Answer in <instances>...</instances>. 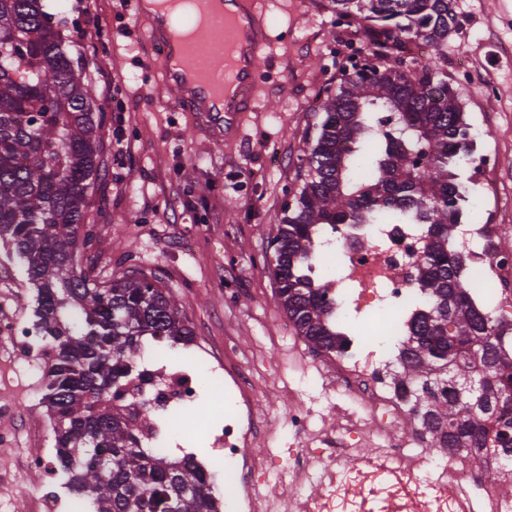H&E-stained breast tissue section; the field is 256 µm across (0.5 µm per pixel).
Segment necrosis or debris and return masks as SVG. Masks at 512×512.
<instances>
[{
	"mask_svg": "<svg viewBox=\"0 0 512 512\" xmlns=\"http://www.w3.org/2000/svg\"><path fill=\"white\" fill-rule=\"evenodd\" d=\"M317 240L321 250L335 249L339 258L335 268L316 264L310 272L327 288L336 321L386 317L395 332H404L411 307L425 305L416 262L427 245L424 225L369 224L356 235L347 226L323 224ZM454 244L486 265L496 283L490 291L492 309L498 318L512 322V233L500 234L493 224H461ZM149 343L155 353L140 366L149 372L150 381L127 388L117 406L193 403L200 391L195 373L173 370L171 363L159 358L166 339L153 337ZM237 357L236 343L225 340L224 383L232 415L222 427L208 426L207 434L213 449L236 464L239 493L225 500L224 512H254L264 486L296 480L315 464L334 459L336 450L334 440L326 436L319 447L298 448V441L310 432L315 412L291 389L288 426L295 444L286 450L288 466L276 469L267 459L243 455V444L253 432L268 429L269 422L251 380L234 368ZM324 375L326 392L350 396L364 412L363 417L349 419L345 437L357 442L371 439L379 453L357 468L325 470L315 489L300 488L289 497V512H372L376 500L384 512H512L511 479L489 485L471 468L449 469L445 458L421 455L420 430L403 433L395 428L408 409V384L390 372L377 343L357 334L347 337L342 349L329 353Z\"/></svg>",
	"mask_w": 512,
	"mask_h": 512,
	"instance_id": "necrosis-or-debris-1",
	"label": "necrosis or debris"
}]
</instances>
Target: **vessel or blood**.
<instances>
[{
	"mask_svg": "<svg viewBox=\"0 0 512 512\" xmlns=\"http://www.w3.org/2000/svg\"><path fill=\"white\" fill-rule=\"evenodd\" d=\"M226 16L239 11L251 13L257 28L240 46L234 60L232 78L218 81L208 72L194 69L172 72L169 66L171 47L159 33L154 21L146 18L141 0H131L133 18L142 25L146 40L154 46V58L146 62L150 73L156 74L160 91L170 93L177 105L194 113L198 131L211 138H231L245 113L256 111L260 105L257 91L267 75L268 49L271 36L265 22V0H223Z\"/></svg>",
	"mask_w": 512,
	"mask_h": 512,
	"instance_id": "1",
	"label": "vessel or blood"
}]
</instances>
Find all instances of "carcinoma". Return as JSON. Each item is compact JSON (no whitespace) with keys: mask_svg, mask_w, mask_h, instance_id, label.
I'll use <instances>...</instances> for the list:
<instances>
[{"mask_svg":"<svg viewBox=\"0 0 512 512\" xmlns=\"http://www.w3.org/2000/svg\"><path fill=\"white\" fill-rule=\"evenodd\" d=\"M363 25L371 52L351 62L288 189L271 239L275 297L297 335L335 349L334 314L323 285L305 274L317 262L315 227L428 225L417 262L427 299L400 351L411 384L410 414L431 447L467 458L490 451L512 462V323L476 305L464 253L452 246L462 223L456 168L471 152L470 124L439 60L455 31L453 0H330ZM43 0H0V244L37 291L38 337L50 346L45 394L56 468L72 494L97 512H213L211 483L193 459L171 462L146 447L150 407L112 405L119 386L143 377L142 337L184 342L192 332L160 279L100 281L84 230L88 190L101 166L105 113L76 72ZM428 62L400 58L409 39Z\"/></svg>","mask_w":512,"mask_h":512,"instance_id":"carcinoma-1","label":"carcinoma"}]
</instances>
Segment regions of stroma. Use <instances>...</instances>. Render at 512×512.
<instances>
[{"label":"stroma","mask_w":512,"mask_h":512,"mask_svg":"<svg viewBox=\"0 0 512 512\" xmlns=\"http://www.w3.org/2000/svg\"><path fill=\"white\" fill-rule=\"evenodd\" d=\"M454 3L459 25L443 49L444 67L479 133L459 181L467 197L480 199L481 222L512 227V0ZM45 5L67 18L63 36L107 116L103 167L89 190L88 220L98 232L95 275L156 276L178 296L194 336L219 354L225 337L234 339L239 369L276 422L273 432L254 436L246 455L264 457L290 442L288 388L316 411V433L341 432L356 406L339 395L326 398L318 352L286 335L288 318L264 260L320 104L348 68L350 47L369 45L362 26L337 16L328 0H270V103L246 114L239 138L213 142L194 136L192 114L172 97L154 93L155 78L141 67L153 49L119 0ZM0 295L13 298L16 315L31 321L35 291L24 268L1 250ZM166 357L201 378L198 404L177 414L172 435L207 468L215 497L232 496L230 473L205 433L224 417V378L184 346ZM44 370L37 354L15 356L0 344V406L16 409L14 421L1 418L0 428L18 431L14 444L0 447V512H92L90 500L68 491L66 475L49 469L55 441L42 402ZM34 455L44 458V468L25 467Z\"/></svg>","instance_id":"1"}]
</instances>
